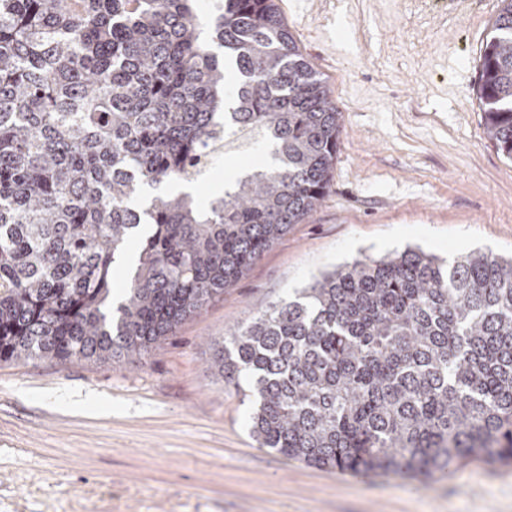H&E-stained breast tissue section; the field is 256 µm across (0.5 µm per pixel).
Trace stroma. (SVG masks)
<instances>
[{"mask_svg": "<svg viewBox=\"0 0 512 512\" xmlns=\"http://www.w3.org/2000/svg\"><path fill=\"white\" fill-rule=\"evenodd\" d=\"M342 113L330 187L237 284L121 364L0 363V512H512V463L399 476L258 447L251 399L211 360L249 316L344 263L406 247L512 256V161L476 95L499 0H278ZM230 150L201 202L263 169Z\"/></svg>", "mask_w": 512, "mask_h": 512, "instance_id": "35a3bbf8", "label": "stroma"}]
</instances>
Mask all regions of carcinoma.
Returning a JSON list of instances; mask_svg holds the SVG:
<instances>
[{"mask_svg": "<svg viewBox=\"0 0 512 512\" xmlns=\"http://www.w3.org/2000/svg\"><path fill=\"white\" fill-rule=\"evenodd\" d=\"M0 0V362L142 358L329 188L341 112L277 0ZM476 94L512 160V0ZM273 163L201 205L236 144ZM140 249L113 301L116 253ZM260 448L354 474L512 460V257L356 260L244 321L214 359Z\"/></svg>", "mask_w": 512, "mask_h": 512, "instance_id": "cac0c4a2", "label": "carcinoma"}]
</instances>
